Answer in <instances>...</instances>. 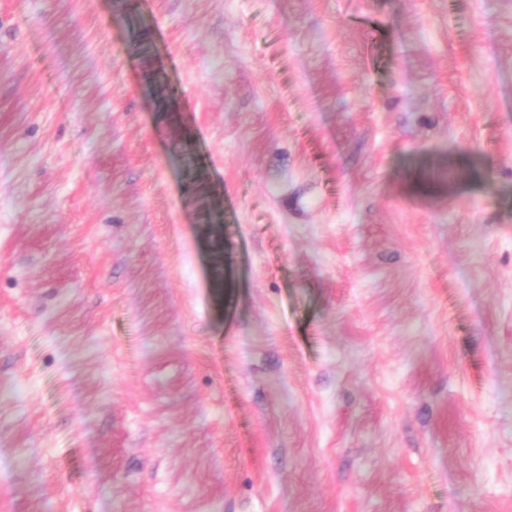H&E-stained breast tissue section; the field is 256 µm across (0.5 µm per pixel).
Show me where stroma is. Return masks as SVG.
Listing matches in <instances>:
<instances>
[{
	"label": "stroma",
	"mask_w": 512,
	"mask_h": 512,
	"mask_svg": "<svg viewBox=\"0 0 512 512\" xmlns=\"http://www.w3.org/2000/svg\"><path fill=\"white\" fill-rule=\"evenodd\" d=\"M0 512H512V0H0Z\"/></svg>",
	"instance_id": "1"
}]
</instances>
